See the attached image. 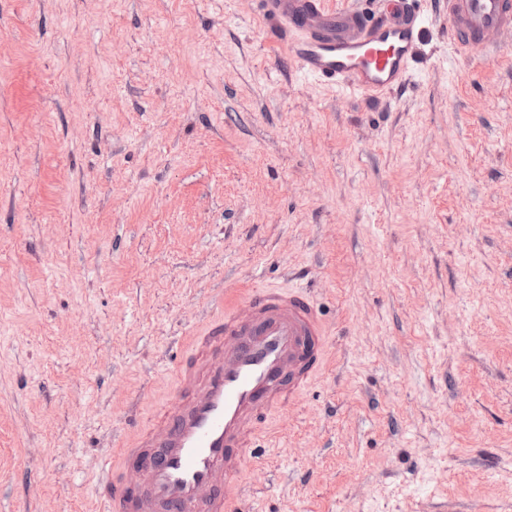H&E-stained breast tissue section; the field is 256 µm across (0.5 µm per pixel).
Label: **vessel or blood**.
I'll list each match as a JSON object with an SVG mask.
<instances>
[{"instance_id": "obj_1", "label": "vessel or blood", "mask_w": 512, "mask_h": 512, "mask_svg": "<svg viewBox=\"0 0 512 512\" xmlns=\"http://www.w3.org/2000/svg\"><path fill=\"white\" fill-rule=\"evenodd\" d=\"M387 2L371 21L325 0H259L258 14L302 77L377 99L414 78L427 32L412 0ZM506 32L512 0H448L456 54L495 57ZM216 308L169 372L173 400L104 459L105 512H236L233 476L262 419L319 371L328 329L306 290L254 288Z\"/></svg>"}]
</instances>
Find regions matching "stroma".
<instances>
[{
	"label": "stroma",
	"mask_w": 512,
	"mask_h": 512,
	"mask_svg": "<svg viewBox=\"0 0 512 512\" xmlns=\"http://www.w3.org/2000/svg\"><path fill=\"white\" fill-rule=\"evenodd\" d=\"M377 102L300 78L258 0H0V494L102 512L210 299L330 327L239 512H512V34L447 0ZM512 33L511 0H448V34L454 53L492 58L499 48L492 38Z\"/></svg>",
	"instance_id": "stroma-1"
}]
</instances>
